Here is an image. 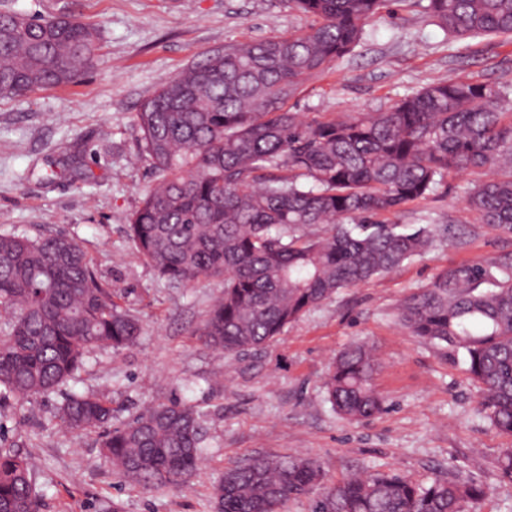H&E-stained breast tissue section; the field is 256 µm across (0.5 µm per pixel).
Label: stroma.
Returning a JSON list of instances; mask_svg holds the SVG:
<instances>
[{
  "label": "stroma",
  "mask_w": 512,
  "mask_h": 512,
  "mask_svg": "<svg viewBox=\"0 0 512 512\" xmlns=\"http://www.w3.org/2000/svg\"><path fill=\"white\" fill-rule=\"evenodd\" d=\"M70 13L97 28L98 62L76 83L0 100V232H64L92 256L121 305L143 323L133 347L93 349L69 387L112 403V423L175 397L202 415L204 454L194 476L146 487L109 466L96 434L66 429L64 395L0 402V445L25 456L42 512H214L224 472L253 457L311 456L324 485L395 472L424 483L436 473L482 483L470 512H512V483L498 460L512 448L477 412L478 388L462 354L411 336L400 301L441 271L479 262L496 268L512 234L479 222L466 197L477 177L449 176L436 195L406 206L398 223L450 224L456 236L365 285L347 288L292 322L267 346L226 358L196 330L219 282L172 289L137 254L125 227L153 169L134 117L160 83L229 43L309 25L288 0H0V11ZM492 84L512 98V40L446 35L416 0L371 17L354 51L312 75L288 99L296 112H374L439 82ZM53 167L44 184L37 173ZM363 343L379 365L384 409L352 422L326 399L336 354Z\"/></svg>",
  "instance_id": "obj_1"
}]
</instances>
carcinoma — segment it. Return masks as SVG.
<instances>
[{
  "label": "carcinoma",
  "mask_w": 512,
  "mask_h": 512,
  "mask_svg": "<svg viewBox=\"0 0 512 512\" xmlns=\"http://www.w3.org/2000/svg\"><path fill=\"white\" fill-rule=\"evenodd\" d=\"M314 23L303 31L227 45L164 80L135 114L155 181L126 233L170 288L217 280L221 294L200 340L235 356L273 343L304 312L418 257L450 232L411 231L388 216L435 194L450 174L483 171L467 206L512 234V112L493 85L438 82L377 112L308 116L284 108L302 82L351 52L389 0H290ZM423 11L459 36L512 37V0H427ZM96 28L70 14L0 12V97L74 83L93 66ZM499 275L478 263L439 273L406 297L398 321L413 336L463 351L479 384L478 411L512 434V262ZM0 401L55 393L91 349L134 346L142 323L115 301L93 258L64 233L0 232ZM371 350L334 359L327 400L349 420L383 410ZM63 424L98 434L125 478L150 486L193 476L204 452L196 406L154 403L120 426L110 402L69 393ZM320 463L253 458L214 488L216 512H282L311 493ZM488 490L438 475L352 476L313 512H465ZM0 512H41L26 459L0 448Z\"/></svg>",
  "instance_id": "1"
}]
</instances>
